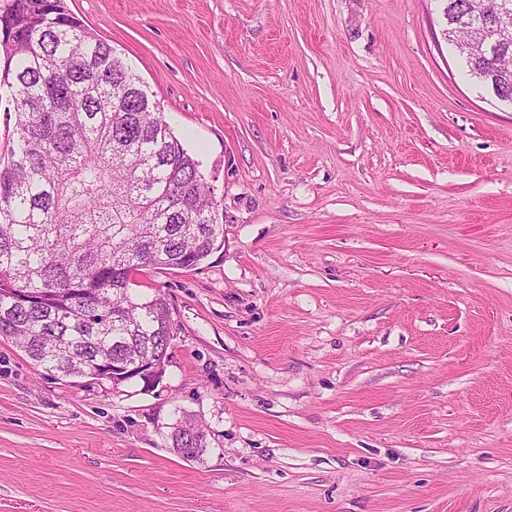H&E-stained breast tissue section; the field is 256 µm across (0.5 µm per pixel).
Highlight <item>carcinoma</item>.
I'll return each mask as SVG.
<instances>
[{
  "instance_id": "obj_1",
  "label": "carcinoma",
  "mask_w": 512,
  "mask_h": 512,
  "mask_svg": "<svg viewBox=\"0 0 512 512\" xmlns=\"http://www.w3.org/2000/svg\"><path fill=\"white\" fill-rule=\"evenodd\" d=\"M447 31L474 0H445ZM0 87L15 140L0 156V336L61 378L145 346L166 353V299L134 292L146 268H193L224 247L217 201L137 73L65 0L0 3ZM512 105V74L463 57ZM191 461L208 449L190 415L170 426Z\"/></svg>"
}]
</instances>
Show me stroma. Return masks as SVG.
I'll list each match as a JSON object with an SVG mask.
<instances>
[{
  "instance_id": "1",
  "label": "stroma",
  "mask_w": 512,
  "mask_h": 512,
  "mask_svg": "<svg viewBox=\"0 0 512 512\" xmlns=\"http://www.w3.org/2000/svg\"><path fill=\"white\" fill-rule=\"evenodd\" d=\"M66 4L160 102L224 247L136 275L175 320L153 389L0 337V512H512V107L441 0ZM499 53L504 57H512V42L506 46L499 45V48L496 50L493 57ZM461 57L468 67L470 75H472L480 84L489 89L499 101L508 103L512 106V74L506 75L508 77L507 80L500 81V79H498V81H493L492 76H505L497 72L494 68L493 57L487 62L480 61L479 63L467 56ZM170 425L168 438L176 454L188 461L199 459L204 455L208 449V441L202 425L185 413ZM182 448L187 450L183 452Z\"/></svg>"
}]
</instances>
